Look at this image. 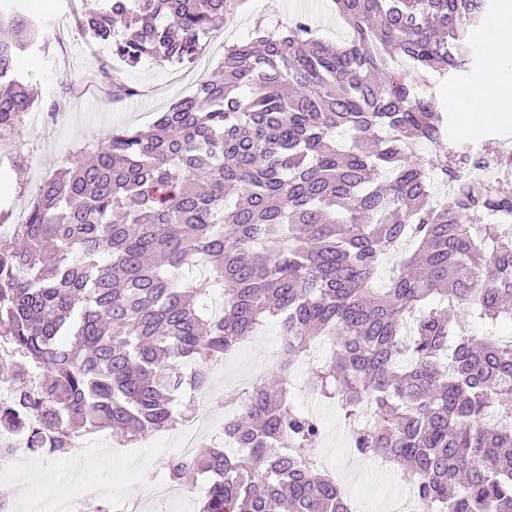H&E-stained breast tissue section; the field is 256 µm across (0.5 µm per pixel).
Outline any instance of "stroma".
<instances>
[{
  "instance_id": "1",
  "label": "stroma",
  "mask_w": 512,
  "mask_h": 512,
  "mask_svg": "<svg viewBox=\"0 0 512 512\" xmlns=\"http://www.w3.org/2000/svg\"><path fill=\"white\" fill-rule=\"evenodd\" d=\"M99 3L45 0L41 7L47 16L49 48L24 57L21 69L33 85L34 111L42 119L24 124L21 134L0 137V154L7 156L0 161V210L8 211L10 223L21 220L37 186L65 163L75 147L100 144L108 131L118 127L147 128L173 101L189 96L200 81L219 69L225 47L248 39L255 29L283 28L292 13L307 10L320 38L337 44L346 36L331 0H241L233 18L217 23L203 39L194 63L179 65L151 57L105 77L99 66L110 57L112 47L92 39L83 28L86 15ZM115 82L137 88V96L112 97L108 88ZM60 89L67 99L64 113L56 118L44 116L45 103ZM282 358L278 326L269 320L259 327L245 352L212 370L207 391L186 399L181 408L189 415L204 403L212 413L210 426L198 436L199 445L208 446L222 435V398L254 380L273 377ZM293 377L297 404L320 415L327 425L328 434L317 450L322 465L335 475L358 512H382L404 489L401 469L383 474L372 458L356 454L335 405L311 394L306 366H296ZM125 451L126 460L115 459L111 447L92 439L78 455L37 456L0 474V499L14 504L15 512H55L65 497L94 482L107 488L108 499L127 500L163 476L166 462L178 452L177 433L169 431L161 447L139 439L127 443Z\"/></svg>"
}]
</instances>
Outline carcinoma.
<instances>
[{
	"label": "carcinoma",
	"mask_w": 512,
	"mask_h": 512,
	"mask_svg": "<svg viewBox=\"0 0 512 512\" xmlns=\"http://www.w3.org/2000/svg\"><path fill=\"white\" fill-rule=\"evenodd\" d=\"M232 0H104L85 18L129 65L190 64ZM336 45L296 17L225 48L222 78L80 148L0 246V431L37 454L177 425L185 387L274 320L276 383L229 397L242 456L214 443L169 481L210 475L198 512H352L316 462L324 425L295 407L292 367L324 338L309 386L351 444L401 467L424 512H512V195L466 168L512 154L448 140L433 73L474 67L489 0H333ZM0 133L35 98L18 60L42 21L0 0ZM423 144L438 147L425 155ZM453 198L434 199L437 186ZM393 258L385 287L381 262ZM224 297L218 312L206 295ZM482 321L478 337L448 310Z\"/></svg>",
	"instance_id": "cac0c4a2"
}]
</instances>
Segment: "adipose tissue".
I'll return each instance as SVG.
<instances>
[{"instance_id": "adipose-tissue-1", "label": "adipose tissue", "mask_w": 512, "mask_h": 512, "mask_svg": "<svg viewBox=\"0 0 512 512\" xmlns=\"http://www.w3.org/2000/svg\"><path fill=\"white\" fill-rule=\"evenodd\" d=\"M485 50L493 65L484 82L476 87L449 91L448 109L459 116L457 131L469 135L484 124H512V79L498 68L501 58L512 55V0L504 4L488 29Z\"/></svg>"}]
</instances>
